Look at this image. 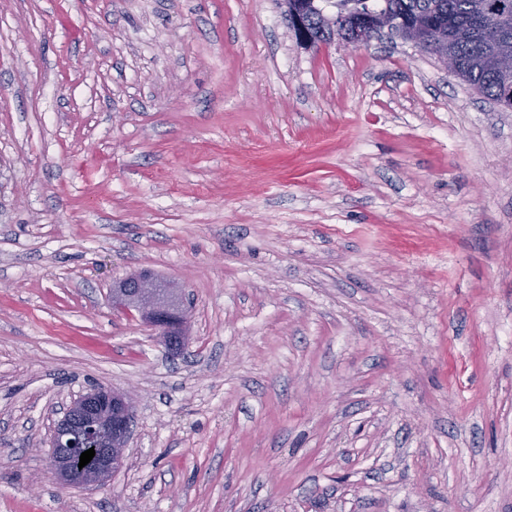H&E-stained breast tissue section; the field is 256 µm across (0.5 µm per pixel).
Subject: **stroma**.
Returning <instances> with one entry per match:
<instances>
[{
	"label": "stroma",
	"mask_w": 512,
	"mask_h": 512,
	"mask_svg": "<svg viewBox=\"0 0 512 512\" xmlns=\"http://www.w3.org/2000/svg\"><path fill=\"white\" fill-rule=\"evenodd\" d=\"M96 385L126 459L65 489ZM0 512H512V110L279 0H0ZM164 292L155 275L145 270L112 288V308L132 317L137 314L153 327L170 351L178 353L188 340L189 309L185 303L170 304ZM133 410L131 397L114 389L98 386L72 400L51 437L53 452L51 473L65 489L104 484L125 458L131 434ZM94 448L89 467L79 469L80 455Z\"/></svg>",
	"instance_id": "1"
}]
</instances>
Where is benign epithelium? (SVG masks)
Segmentation results:
<instances>
[{"instance_id": "1", "label": "benign epithelium", "mask_w": 512, "mask_h": 512, "mask_svg": "<svg viewBox=\"0 0 512 512\" xmlns=\"http://www.w3.org/2000/svg\"><path fill=\"white\" fill-rule=\"evenodd\" d=\"M164 292L155 275L145 270L112 288V308L138 316L170 351L178 353L188 340L189 309L185 304H170ZM132 421L131 397L105 386L71 401L51 437L54 478L65 489L104 484L124 462ZM90 448L95 450L92 464L78 467L76 453Z\"/></svg>"}]
</instances>
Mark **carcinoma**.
<instances>
[{"label":"carcinoma","mask_w":512,"mask_h":512,"mask_svg":"<svg viewBox=\"0 0 512 512\" xmlns=\"http://www.w3.org/2000/svg\"><path fill=\"white\" fill-rule=\"evenodd\" d=\"M293 1L288 18L302 44L341 38L349 28L367 35L380 24L401 36L424 21L430 40L423 52L451 54L455 76L512 109V73L492 64L498 46L512 43V30L498 27L500 13L512 15V0H288Z\"/></svg>","instance_id":"1"}]
</instances>
